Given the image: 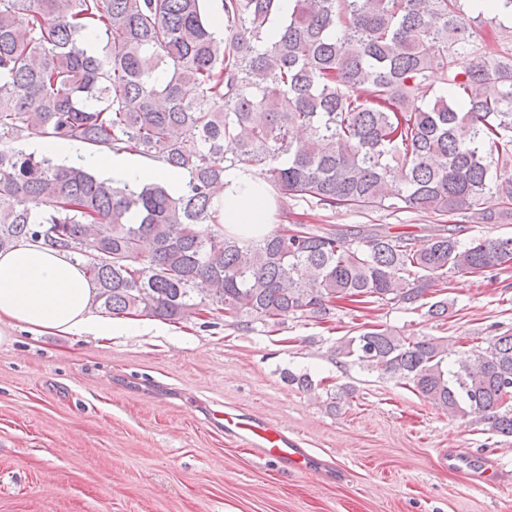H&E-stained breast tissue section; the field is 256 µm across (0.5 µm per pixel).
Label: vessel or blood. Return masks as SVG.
Masks as SVG:
<instances>
[{"instance_id": "1", "label": "vessel or blood", "mask_w": 512, "mask_h": 512, "mask_svg": "<svg viewBox=\"0 0 512 512\" xmlns=\"http://www.w3.org/2000/svg\"><path fill=\"white\" fill-rule=\"evenodd\" d=\"M225 436L240 441L249 451L291 471H305L314 458L297 438L288 436L277 424L244 414L228 413L215 418Z\"/></svg>"}]
</instances>
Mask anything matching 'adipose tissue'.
Masks as SVG:
<instances>
[{
  "label": "adipose tissue",
  "instance_id": "1",
  "mask_svg": "<svg viewBox=\"0 0 512 512\" xmlns=\"http://www.w3.org/2000/svg\"><path fill=\"white\" fill-rule=\"evenodd\" d=\"M87 167L131 186L145 181L179 192L186 176L160 161L145 163L134 155L112 151L85 157ZM214 207L225 223L243 232L270 223L274 199L264 175L255 169H232ZM93 297L82 270L64 256L26 243L0 253V327H19L35 336L109 337L136 331L93 313Z\"/></svg>",
  "mask_w": 512,
  "mask_h": 512
}]
</instances>
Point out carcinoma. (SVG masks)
I'll list each match as a JSON object with an SVG mask.
<instances>
[{
    "label": "carcinoma",
    "mask_w": 512,
    "mask_h": 512,
    "mask_svg": "<svg viewBox=\"0 0 512 512\" xmlns=\"http://www.w3.org/2000/svg\"><path fill=\"white\" fill-rule=\"evenodd\" d=\"M486 4L293 0L284 16L281 0H0V251L40 242L66 254L112 316L206 311L249 329L324 319L346 300L446 316L447 302L424 303L433 288L509 268L512 237L463 243L455 224L422 247L386 228L244 237L213 200L225 171L258 167L284 216L306 200L512 219V175H498L512 167V43L483 44L473 29L512 17V0ZM32 133L134 152L187 180L176 195L118 185L15 147ZM339 352L512 436V335L451 350L368 328Z\"/></svg>",
    "instance_id": "1"
}]
</instances>
